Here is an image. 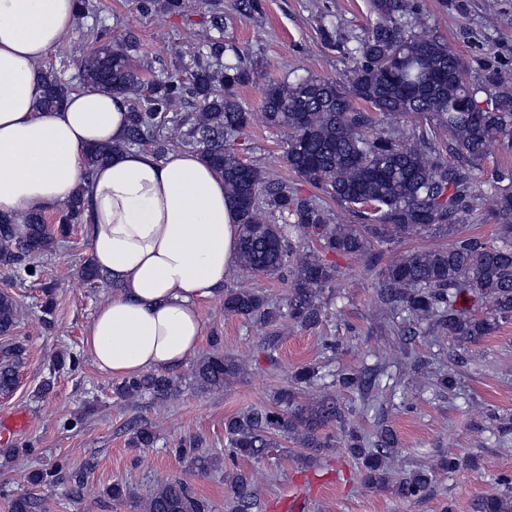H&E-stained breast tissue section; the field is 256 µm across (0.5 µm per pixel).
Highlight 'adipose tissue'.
I'll return each instance as SVG.
<instances>
[{"instance_id":"adipose-tissue-1","label":"adipose tissue","mask_w":512,"mask_h":512,"mask_svg":"<svg viewBox=\"0 0 512 512\" xmlns=\"http://www.w3.org/2000/svg\"><path fill=\"white\" fill-rule=\"evenodd\" d=\"M75 9L76 0H0V213L60 206L86 186L84 232L119 288L85 348L114 377L173 370L201 348L199 308L234 269L239 226L223 176L196 154L131 148L86 169L87 147L122 136V97L87 88L39 109L35 64L62 45Z\"/></svg>"}]
</instances>
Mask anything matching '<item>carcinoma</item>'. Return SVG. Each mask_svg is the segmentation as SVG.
Returning <instances> with one entry per match:
<instances>
[{
    "label": "carcinoma",
    "instance_id": "1",
    "mask_svg": "<svg viewBox=\"0 0 512 512\" xmlns=\"http://www.w3.org/2000/svg\"><path fill=\"white\" fill-rule=\"evenodd\" d=\"M209 20L198 34L201 49L190 55V76L180 70L147 76L134 64L138 38L130 32L120 45L106 39L103 29L92 30L91 48L84 57L80 82L65 79L54 67L40 71L42 109L61 105L77 88H95L122 96L128 103V123L122 139L85 151L91 171L112 155L130 148L162 158L174 148L197 153L224 176V188L240 226L239 265L252 275L282 280L288 288V317L307 329H317L330 311L325 290L343 276L337 265L321 258L334 254L361 262L371 277L377 302L401 319V335L448 334L454 346L467 349L512 321V170L481 182L477 171L489 146L512 139V84L495 73L475 82L464 60L450 52L444 40L413 30L406 16L408 0H373L375 27L358 39L355 64L344 82L310 76L290 81L269 79L263 88L262 111H246L238 90L254 80V71L239 61L225 65L224 16L218 3H208ZM141 13L164 11L186 16L188 0H138ZM179 104L193 111L173 113ZM413 115L420 121L406 128L389 124L393 117ZM285 135L283 161L299 181L322 191L358 220L341 224L326 202L316 195L271 178L264 167L243 161L238 140L256 124ZM278 212L289 219L272 224ZM497 225L492 237L465 234L474 221ZM25 232H16L17 218L0 214V268L34 280L42 270L34 257L64 241L76 224L86 223L84 189H78L47 224L43 211L27 213ZM435 232L448 245L406 250L380 263L376 247L414 233ZM303 244L292 243L293 236ZM87 282H108L109 276L92 258L79 269ZM470 294L489 302L481 313L458 309ZM224 314L259 324L274 325L280 308L270 304L260 288L224 286ZM17 304L0 292V335L17 324ZM26 350L21 344L0 348V393L12 392ZM387 364L342 370L332 385L357 395L363 409L376 406L379 381ZM243 373L238 360L221 349L212 351L191 369L192 383L202 393L224 389ZM456 370L433 372L430 385L445 393L455 384ZM320 367L303 365L293 371L287 386L272 403L250 407L224 421V464L235 512L257 508L250 476L237 468L244 459L258 461L282 441L293 440L316 458L344 447L360 464L365 483L402 500L423 498L432 475L424 470L393 474L387 459L395 452L394 432L381 424L367 435L349 425L345 407L334 395L302 403L307 389L319 386ZM178 392L169 375L146 373L115 386L120 397L149 394L168 399ZM156 435L146 424L137 427L130 444L150 448ZM179 455L200 473L215 459L185 448ZM146 512H209L207 501L179 480L165 481L146 502ZM476 512H512V492L482 498Z\"/></svg>",
    "mask_w": 512,
    "mask_h": 512
}]
</instances>
